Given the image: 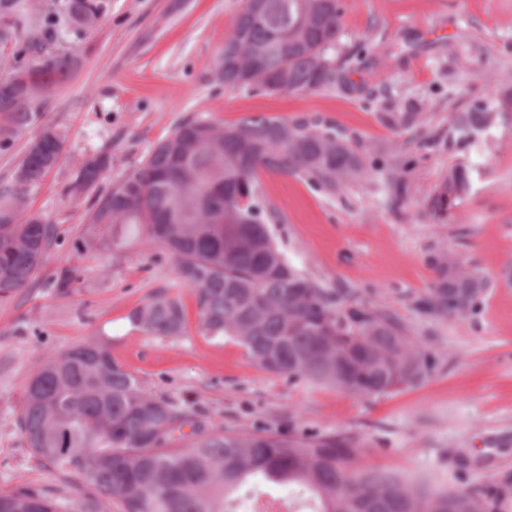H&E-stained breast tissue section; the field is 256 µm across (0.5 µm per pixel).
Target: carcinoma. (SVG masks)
Here are the masks:
<instances>
[{
    "label": "carcinoma",
    "instance_id": "1",
    "mask_svg": "<svg viewBox=\"0 0 512 512\" xmlns=\"http://www.w3.org/2000/svg\"><path fill=\"white\" fill-rule=\"evenodd\" d=\"M98 0H0V46L11 48L0 78V148L32 124L40 107L69 81L73 56L57 45L93 28ZM340 0H264L254 13L243 0L217 58L214 79L253 95H310L336 85L349 59L336 54ZM495 119L476 106L455 116L466 137ZM66 134L44 126L29 143L0 193V304L27 288L57 228L25 214V196L61 163ZM112 154L87 156L68 187L72 200L89 193L80 252L122 250L133 239L168 254L175 278L195 296L199 328L230 338L262 369L370 399L419 384L438 361L407 336L386 311L347 303L288 261L270 226L279 214L263 194L259 173L304 176L336 188L371 175L362 155L331 127L304 120L249 116L219 127L198 115L181 122L146 159L102 186ZM473 169L448 170L435 214L446 215L471 182ZM424 304L448 319L475 313L488 280L448 252ZM79 274L59 269L51 288L72 294ZM132 325L162 337L183 335L187 315L176 296L159 293L135 308ZM17 424L41 464L74 472L83 489L78 512H101L118 499L123 512H234L244 486H288L311 512H505L512 483L481 495L410 481L361 465L355 434L213 430L190 404L155 396L114 358L109 344L90 341L47 354L25 380ZM190 427L184 434L183 428ZM191 437L186 446L179 441ZM0 512H61L59 499L38 492H0Z\"/></svg>",
    "mask_w": 512,
    "mask_h": 512
}]
</instances>
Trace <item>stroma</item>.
<instances>
[{
  "mask_svg": "<svg viewBox=\"0 0 512 512\" xmlns=\"http://www.w3.org/2000/svg\"><path fill=\"white\" fill-rule=\"evenodd\" d=\"M336 47L345 79L310 95L253 96L214 80L242 0H105L96 27L66 49L70 81L36 120L0 149V189L43 125L68 133L61 164L31 190L25 210L62 237L29 288L0 305V492L29 489L64 498L76 512L75 474L44 468L16 418L23 383L41 358L93 340L153 394L194 402L213 428H299L363 438V466L434 485L483 493L512 481V112L477 144L462 143L453 117L512 94V0H341ZM232 125L264 114L308 118L350 138L372 177L326 190L299 176L261 174L279 212L271 230L289 259L348 301L390 313L440 361L422 384L360 399L267 372L229 338L198 328L194 295L166 254L142 244L120 253H77L87 205L67 188L87 155L109 150V180L121 179L187 117ZM476 163L471 189L436 222L430 205L448 168ZM454 252L489 281L475 314L448 320L421 300L435 278L431 258ZM77 267L70 297L49 284ZM159 293L181 297L183 336L135 328L132 310ZM464 449L460 468L450 452Z\"/></svg>",
  "mask_w": 512,
  "mask_h": 512,
  "instance_id": "35a3bbf8",
  "label": "stroma"
}]
</instances>
